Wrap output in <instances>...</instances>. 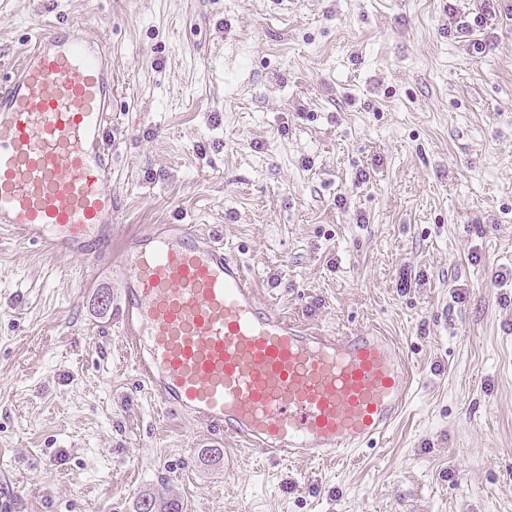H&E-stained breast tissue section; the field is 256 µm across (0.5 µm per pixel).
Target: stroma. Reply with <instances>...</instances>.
<instances>
[{
    "instance_id": "1",
    "label": "stroma",
    "mask_w": 512,
    "mask_h": 512,
    "mask_svg": "<svg viewBox=\"0 0 512 512\" xmlns=\"http://www.w3.org/2000/svg\"><path fill=\"white\" fill-rule=\"evenodd\" d=\"M477 0H0L112 45L120 240L194 224L261 302L379 329L415 381L377 448L272 462L140 380L111 264L0 239V512H512V19L473 58ZM368 180L358 181L360 171ZM108 305H100V296ZM138 512H183V503L174 497L158 500L148 496L139 502Z\"/></svg>"
}]
</instances>
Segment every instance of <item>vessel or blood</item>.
<instances>
[{
  "mask_svg": "<svg viewBox=\"0 0 512 512\" xmlns=\"http://www.w3.org/2000/svg\"><path fill=\"white\" fill-rule=\"evenodd\" d=\"M112 53L37 25L0 72V228L51 254L118 257L121 333L166 407L271 459L331 462L376 445L413 376L384 333L333 336L261 303L239 260L192 224L112 242Z\"/></svg>",
  "mask_w": 512,
  "mask_h": 512,
  "instance_id": "obj_1",
  "label": "vessel or blood"
}]
</instances>
